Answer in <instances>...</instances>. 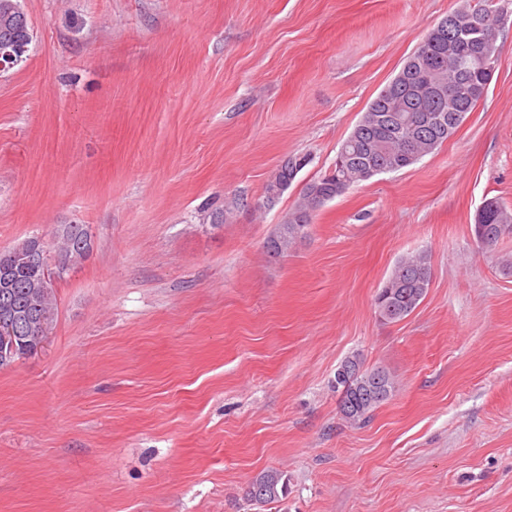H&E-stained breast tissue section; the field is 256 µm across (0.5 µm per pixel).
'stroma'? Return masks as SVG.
Wrapping results in <instances>:
<instances>
[{"instance_id":"obj_1","label":"stroma","mask_w":512,"mask_h":512,"mask_svg":"<svg viewBox=\"0 0 512 512\" xmlns=\"http://www.w3.org/2000/svg\"><path fill=\"white\" fill-rule=\"evenodd\" d=\"M462 0H20L0 72V251L60 224L94 248L54 283L37 351L0 368V512H512V25L434 152L267 239L370 101ZM309 164L273 204L278 165ZM227 219L216 224L214 211ZM424 251L402 321L374 299ZM396 380L347 423L339 364ZM28 20L22 21L18 16L3 19L0 15V41L14 38H22L29 32ZM30 34L23 39H17L9 42L0 43V70L8 65L17 64L22 60L23 55L28 51V45L31 43ZM474 234L482 249L494 252L501 240L512 236V211L497 200H487L484 214L476 215ZM258 486L259 491L253 494L252 489ZM288 484L283 475L278 471L268 470L261 473L251 483L246 491L248 502L258 507H264L267 504L279 502L286 497Z\"/></svg>"}]
</instances>
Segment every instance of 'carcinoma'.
Instances as JSON below:
<instances>
[{"instance_id":"carcinoma-1","label":"carcinoma","mask_w":512,"mask_h":512,"mask_svg":"<svg viewBox=\"0 0 512 512\" xmlns=\"http://www.w3.org/2000/svg\"><path fill=\"white\" fill-rule=\"evenodd\" d=\"M495 13L489 0H463L450 12L461 29L451 38L433 27L409 55L397 74L370 101L350 135L341 144L333 167L309 180L277 231L266 241L267 252L282 256L305 238L313 213L353 185L383 173L409 167L447 141L457 127L456 114H469L484 97L494 70L487 67L483 53L497 52L500 30L474 29L477 15ZM29 32L28 21L17 16H0V41L22 38ZM308 164V158L289 157L276 171V180L292 184ZM87 229L72 225V234L55 239L50 254L77 264L85 257L77 236ZM474 234L487 252L512 236V211L499 201H486L484 213L476 215ZM32 236L7 251H0V310L11 308L26 313L15 359L33 353L52 328L55 308L53 284L45 280L52 261L45 257L34 264L30 259ZM430 259L418 252L402 259L376 294L379 317L397 322L411 314L427 293ZM340 388L339 407L351 423L364 422L393 392V382L384 369L365 370L360 358L350 356L336 370ZM288 484L278 471L261 473L246 491L252 505L263 507L287 495Z\"/></svg>"}]
</instances>
